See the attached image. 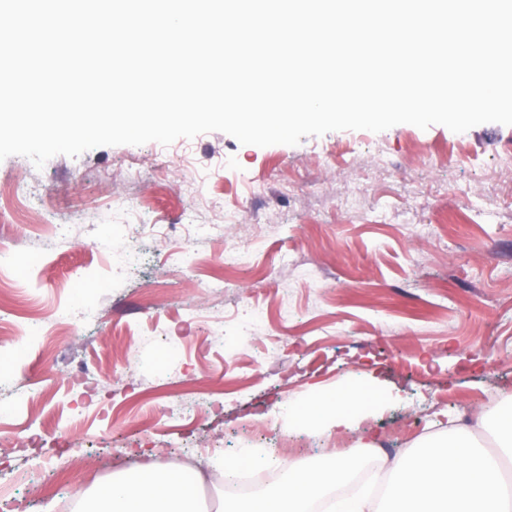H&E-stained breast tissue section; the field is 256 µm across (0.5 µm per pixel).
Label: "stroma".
Wrapping results in <instances>:
<instances>
[{"mask_svg": "<svg viewBox=\"0 0 512 512\" xmlns=\"http://www.w3.org/2000/svg\"><path fill=\"white\" fill-rule=\"evenodd\" d=\"M0 244L49 313L39 341L0 351V486L12 512H58L61 491L131 467L213 462L201 512L224 495V460L265 443L249 419L285 433L281 458L311 472L339 456L381 476L445 411L512 396V126L463 133L411 124L332 131L295 146L240 144L222 132L164 146H102L43 167L0 161ZM67 225L53 248L17 230ZM141 224L134 249L115 225ZM247 257L224 267L225 237ZM207 258L166 284L176 254ZM98 273L82 337L56 342L53 319ZM258 308L246 342L219 319ZM374 379L383 399L361 430L287 434L288 403ZM214 403L178 424L177 400ZM377 449H368L369 441Z\"/></svg>", "mask_w": 512, "mask_h": 512, "instance_id": "1", "label": "stroma"}]
</instances>
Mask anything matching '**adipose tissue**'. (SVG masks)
Instances as JSON below:
<instances>
[{
	"mask_svg": "<svg viewBox=\"0 0 512 512\" xmlns=\"http://www.w3.org/2000/svg\"><path fill=\"white\" fill-rule=\"evenodd\" d=\"M379 405L374 388L350 383L308 404L290 405L289 425L313 433L355 431ZM477 429L494 432L504 447H512L511 412L483 409L469 423L448 415L440 435L421 439L418 457L396 462L383 503L354 496L332 501L328 512H512V484L503 479L497 456L474 448L471 436ZM351 470L349 460L340 458L330 471L312 476L288 461L271 496L250 504L226 501L218 512H308L313 499L346 482ZM205 481L204 472L192 465L134 468L98 484L94 492L77 493L76 499L82 512H200L198 491Z\"/></svg>",
	"mask_w": 512,
	"mask_h": 512,
	"instance_id": "obj_1",
	"label": "adipose tissue"
}]
</instances>
